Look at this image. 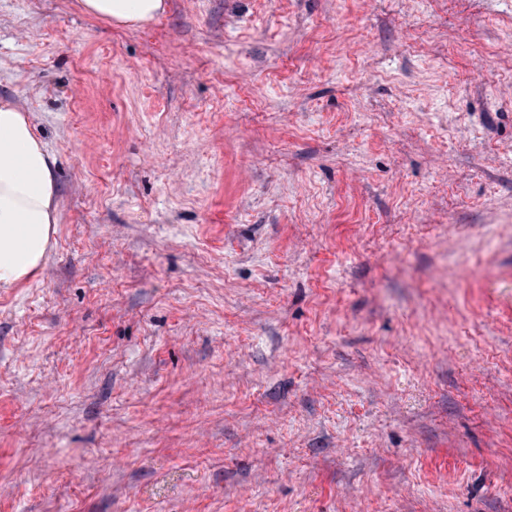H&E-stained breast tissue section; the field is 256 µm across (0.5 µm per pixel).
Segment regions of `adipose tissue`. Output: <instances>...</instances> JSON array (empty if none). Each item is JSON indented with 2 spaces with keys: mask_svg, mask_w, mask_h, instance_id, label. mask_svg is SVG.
I'll return each mask as SVG.
<instances>
[{
  "mask_svg": "<svg viewBox=\"0 0 512 512\" xmlns=\"http://www.w3.org/2000/svg\"><path fill=\"white\" fill-rule=\"evenodd\" d=\"M86 14L118 24L149 21L165 0H82ZM54 155L37 135L34 117L14 102L0 103V287L35 277L55 233Z\"/></svg>",
  "mask_w": 512,
  "mask_h": 512,
  "instance_id": "adipose-tissue-1",
  "label": "adipose tissue"
}]
</instances>
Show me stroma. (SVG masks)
<instances>
[{
	"label": "stroma",
	"mask_w": 512,
	"mask_h": 512,
	"mask_svg": "<svg viewBox=\"0 0 512 512\" xmlns=\"http://www.w3.org/2000/svg\"><path fill=\"white\" fill-rule=\"evenodd\" d=\"M166 4L0 0V512H512V0ZM86 14L116 24L149 21L166 10L165 0H82ZM55 164L31 112L0 103L1 288L35 277L47 261L56 224Z\"/></svg>",
	"instance_id": "obj_1"
}]
</instances>
